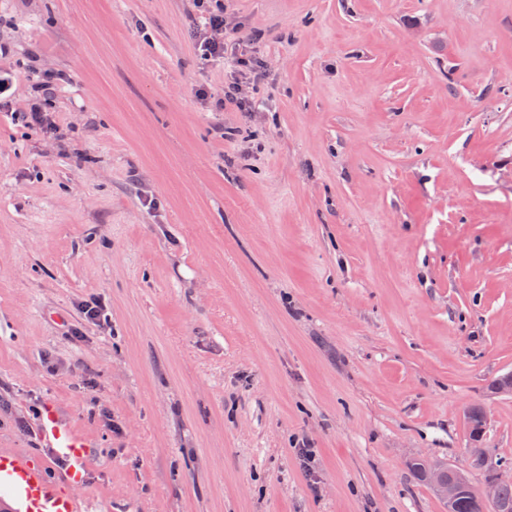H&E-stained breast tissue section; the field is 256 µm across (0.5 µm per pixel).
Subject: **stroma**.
I'll return each mask as SVG.
<instances>
[{
    "mask_svg": "<svg viewBox=\"0 0 512 512\" xmlns=\"http://www.w3.org/2000/svg\"><path fill=\"white\" fill-rule=\"evenodd\" d=\"M224 7L246 112L196 0H0V453L62 474L50 405L78 512H445L468 407L512 459V0ZM236 66L238 68L231 72L233 74L230 73L228 83L224 86V98L215 102V108L219 111L226 112L229 108L235 111L245 110L246 101L242 96L243 83H247L249 79L254 82L259 75L258 72L253 71L250 58L240 57L236 59ZM64 75L57 71L43 70L36 86V95L32 96L25 112H18L24 125L39 129L43 134L54 136L57 132V123L54 112L48 107L49 97L56 91ZM41 433L52 448H56L58 455L68 461L67 470L58 484L81 482L87 464V448H90L88 444L77 437L69 426L61 423L51 410H45L42 415Z\"/></svg>",
    "mask_w": 512,
    "mask_h": 512,
    "instance_id": "obj_1",
    "label": "stroma"
}]
</instances>
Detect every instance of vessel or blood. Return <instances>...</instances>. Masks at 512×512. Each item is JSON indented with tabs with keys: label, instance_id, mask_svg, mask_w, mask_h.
<instances>
[{
	"label": "vessel or blood",
	"instance_id": "vessel-or-blood-1",
	"mask_svg": "<svg viewBox=\"0 0 512 512\" xmlns=\"http://www.w3.org/2000/svg\"><path fill=\"white\" fill-rule=\"evenodd\" d=\"M41 433L58 455L68 461L60 481L67 485L81 482L87 463V443L49 410L42 416ZM56 481L44 463L30 457L0 455V486L16 487L25 497L26 512H76L69 495L55 491Z\"/></svg>",
	"mask_w": 512,
	"mask_h": 512
}]
</instances>
